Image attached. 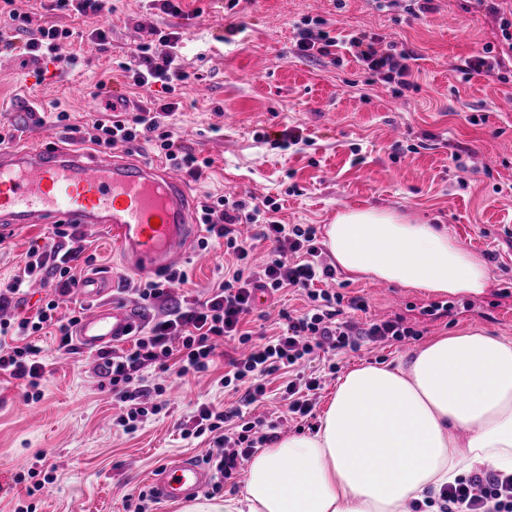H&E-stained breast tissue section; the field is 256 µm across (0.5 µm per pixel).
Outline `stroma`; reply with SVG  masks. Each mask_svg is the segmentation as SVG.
<instances>
[{
    "label": "stroma",
    "instance_id": "35a3bbf8",
    "mask_svg": "<svg viewBox=\"0 0 512 512\" xmlns=\"http://www.w3.org/2000/svg\"><path fill=\"white\" fill-rule=\"evenodd\" d=\"M110 12L64 17L73 31L76 69L0 55V119L22 128L32 145H78L77 136L52 122L54 112H70L84 123L103 111L105 100L91 93L103 76L112 78L113 96L128 103L141 90L126 85L119 67L151 30L183 32L181 59L188 79L177 91L181 103L173 130L183 148L210 158L211 167L191 182L196 202L206 195L272 198L284 224L324 229L347 208L395 209L410 220L435 225L489 258L490 281L478 296L452 297L337 274L330 290L360 296L367 312L357 320L403 317L415 336L356 352L330 354L336 370L328 374L311 416L277 429V438L313 432L339 376L357 365H395L438 336L480 328L512 339V57L502 56L499 72L465 76L464 62L486 47L501 49L494 17L471 0H437L434 11L412 18L379 11L367 0H184V19L155 8L151 0H110ZM323 19L335 33L367 31L413 50L414 90L398 96L392 85L369 82L355 61L336 66L313 59L295 46L294 25ZM112 29L100 49L92 29ZM37 112H27V105ZM295 131L297 145L283 148ZM466 170H457L453 154ZM46 224L11 227L0 235V282L21 274L29 249L44 244ZM89 262L79 263L78 281H107L103 300L121 302L150 321L153 309L132 293L140 274L123 268L105 229L85 232ZM234 258L224 242L208 250L191 248L181 262L189 274L182 292L206 298ZM307 308L300 293L283 290L256 308L246 323L253 335L274 334L284 314ZM233 346L218 347L213 367L196 378H171L168 405L137 432L126 435L113 421L117 403L98 373L97 355L77 351L53 361L44 396L26 402L17 380L0 377V512H126L129 497L147 488V474L184 455L203 458L208 444L183 439L181 431L207 401L235 406L238 397L217 386ZM45 460H38V453ZM36 478H29V470ZM43 488L27 495L33 480Z\"/></svg>",
    "mask_w": 512,
    "mask_h": 512
}]
</instances>
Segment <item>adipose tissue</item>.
Segmentation results:
<instances>
[{"label": "adipose tissue", "mask_w": 512, "mask_h": 512, "mask_svg": "<svg viewBox=\"0 0 512 512\" xmlns=\"http://www.w3.org/2000/svg\"><path fill=\"white\" fill-rule=\"evenodd\" d=\"M325 245L354 278L451 296L490 280L481 254L394 210L339 212ZM485 467L512 473V339L471 328L407 363L350 369L314 433L248 461L243 495L199 497L183 512H413Z\"/></svg>", "instance_id": "ef3b65f1"}]
</instances>
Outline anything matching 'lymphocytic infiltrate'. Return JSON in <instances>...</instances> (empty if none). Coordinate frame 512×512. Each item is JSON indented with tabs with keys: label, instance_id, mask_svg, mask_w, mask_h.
<instances>
[{
	"label": "lymphocytic infiltrate",
	"instance_id": "1",
	"mask_svg": "<svg viewBox=\"0 0 512 512\" xmlns=\"http://www.w3.org/2000/svg\"><path fill=\"white\" fill-rule=\"evenodd\" d=\"M0 1L6 6L0 16L7 22L0 30V53L16 50L35 60L54 58L59 43L72 37V30L60 23V15H98L105 6L104 0H51L49 14L33 16L13 10V0ZM295 38L303 55L321 56L336 64L350 57L371 75L396 83L399 91L414 87L410 63L415 53L393 42L384 43L376 34L361 31L333 36L327 30L312 28L306 18L297 26ZM182 40L178 31L156 32L154 39L141 43L132 61L122 66L130 85H160L162 96L138 106L136 111L116 112L108 119L93 117L80 125L72 123L69 112L60 111L54 115L55 123L104 149L148 143L187 176L200 180L211 161L177 143L170 126L179 105L165 99L175 83L188 78L178 55ZM278 210V204L270 199L259 205L222 195L204 202L197 215L206 231L200 245L208 247L213 237L223 240L237 260L236 268L225 272L202 302L171 296V288L187 280L186 272L178 268L168 271L164 280L140 282L136 295L145 302H159L160 316L140 328L129 347L116 346L101 355V372L122 408L115 426L128 435L165 409L166 387L161 375L186 377L207 372L221 342L235 340L244 346V353L231 360L229 370L219 380L222 387L239 393L238 406L220 411L212 403H199L190 425L182 430L186 439L209 438L205 461L220 482L230 478L233 470L251 456L256 444L267 441L269 431L277 427L273 421L246 419L244 413L246 407L268 399L270 380L280 382L279 399L285 416L302 419L310 415L315 393L321 387V373L312 364L323 353L356 351L377 342L399 341L410 334L396 317L353 320V312L366 310L367 303L359 297L347 298L322 289V282L334 278L335 272L322 257L316 227L280 223L273 218ZM242 224L254 225L256 238L273 246L261 266L252 264V248L238 232ZM53 233L60 237L59 245L47 250L31 249L22 275L0 283L2 301L7 295L24 293L29 282L43 275L51 277L54 296L37 306L34 314L0 318V373L23 380L25 396L31 402L42 398L46 374L45 357L35 335L46 327L58 326L61 337L56 354L63 359L73 352L69 328L79 321L74 315L62 325L56 314L58 296L69 294L77 283L75 264L85 251L84 235L59 227ZM287 288L304 293L309 303L307 311L289 318L285 328L270 336L255 337L243 331V322L254 311L255 290L274 294ZM438 505L440 512H512V474L480 471L460 478L440 491Z\"/></svg>",
	"mask_w": 512,
	"mask_h": 512
}]
</instances>
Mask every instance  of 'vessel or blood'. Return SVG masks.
<instances>
[{"label": "vessel or blood", "mask_w": 512, "mask_h": 512, "mask_svg": "<svg viewBox=\"0 0 512 512\" xmlns=\"http://www.w3.org/2000/svg\"><path fill=\"white\" fill-rule=\"evenodd\" d=\"M189 186L154 164L134 158H94L87 152L48 145L0 150V226L71 224L85 230L108 227L125 265L144 276L161 272L190 250L198 225ZM159 226H152V219ZM98 280L80 293L91 306L76 330L87 352L110 347L128 336L137 318L121 305H101ZM209 467L193 457L177 459L153 473L151 489L163 503L201 492Z\"/></svg>", "instance_id": "b4317fda"}]
</instances>
